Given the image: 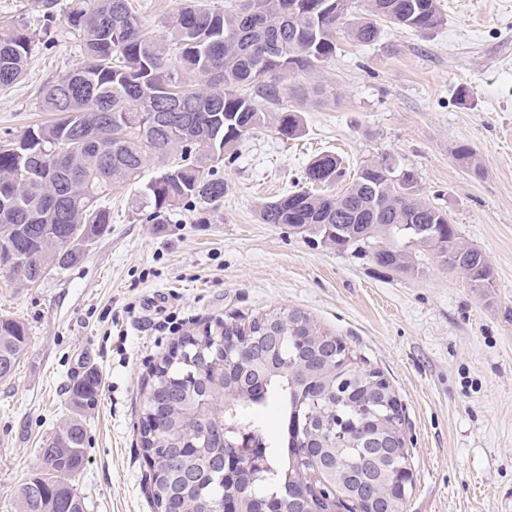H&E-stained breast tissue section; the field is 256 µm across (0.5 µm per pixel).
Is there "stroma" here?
Segmentation results:
<instances>
[{"label":"stroma","mask_w":512,"mask_h":512,"mask_svg":"<svg viewBox=\"0 0 512 512\" xmlns=\"http://www.w3.org/2000/svg\"><path fill=\"white\" fill-rule=\"evenodd\" d=\"M67 2L47 16L40 0H0V20L32 40L25 78L0 87V139L46 121L42 85L83 60ZM440 4L443 27L421 35L385 24L369 45L339 39L329 62L300 76L323 90L303 106L302 134L259 133L219 162L227 190L210 223L183 205L167 224L144 221L155 160L113 190L109 229L78 265L34 286L0 272V318L29 333L13 378L0 382V512H16L15 490L89 368L101 388L84 415L86 512H155L139 443L153 367L183 336L280 307L342 338L394 388L412 457L404 512H512V0ZM324 152L349 176L369 162L413 171L420 198L484 253L491 287H469L418 246L417 271L384 269L261 223L258 205L302 185Z\"/></svg>","instance_id":"1"}]
</instances>
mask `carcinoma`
<instances>
[{
  "mask_svg": "<svg viewBox=\"0 0 512 512\" xmlns=\"http://www.w3.org/2000/svg\"><path fill=\"white\" fill-rule=\"evenodd\" d=\"M353 3L229 0L215 11L204 0H190L167 18L161 34L150 35L130 0H70L67 20L84 59L40 90V109L56 118L0 148V257L13 263L0 271L31 285L79 264L112 223V189L134 181L152 160L179 158L141 192L149 208L145 220L165 224L170 210L187 204L198 210V223H210L225 193L214 163L233 159L241 142L263 130L283 141L300 135L301 109L277 107L285 78L329 61L340 35L374 42L378 19L422 34L447 23L439 0H364L361 17L353 15ZM30 51L22 28L0 21V87L22 79ZM388 174L387 164L367 163L336 193L341 162L321 154L305 169L308 188L262 203L260 221L286 224L338 251L402 271L415 269L409 246L431 251L438 238L448 271L472 288L492 287L482 252L460 244L448 215L418 198L413 172L396 180ZM273 313L298 325L306 345L288 334L274 355L259 359L247 344L241 363L226 372L214 340L238 335V321L230 320L182 337L154 368L148 394L171 384L183 395L167 408L163 433L139 431L153 469L154 506L201 512V501L222 497L223 472L211 462L224 456V424L235 423L253 431L264 448L266 467L242 470L237 479L257 494L273 499L293 486L289 507L298 512L348 506L363 512L374 503L404 512L406 500L385 496L379 476L368 496L346 497V467L367 457L375 437H393L389 466H411L409 449L398 439L403 419L394 415L392 387L380 370L359 365L341 348L333 359L309 363L308 354L332 336L298 309ZM27 345L25 324L0 318L1 381L12 378ZM96 396L91 372L69 389L71 416L37 450L35 470L15 493L17 512H86L73 478L84 464L83 412ZM203 399L211 409H198ZM270 399L280 402L288 420L287 435L274 443L264 441L252 420ZM172 448L199 469L192 494L171 495L164 468ZM333 455L340 469L312 479L308 457Z\"/></svg>",
  "mask_w": 512,
  "mask_h": 512,
  "instance_id": "1",
  "label": "carcinoma"
}]
</instances>
